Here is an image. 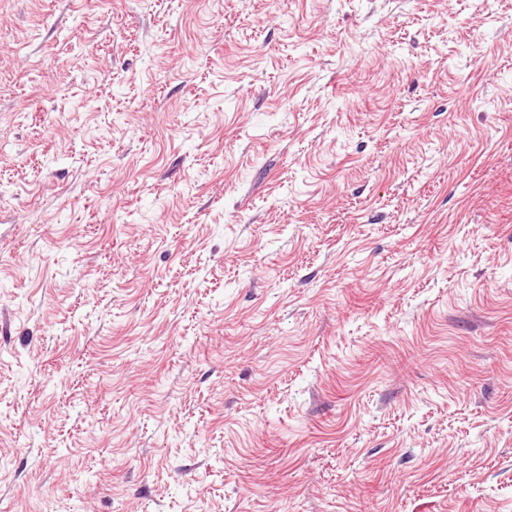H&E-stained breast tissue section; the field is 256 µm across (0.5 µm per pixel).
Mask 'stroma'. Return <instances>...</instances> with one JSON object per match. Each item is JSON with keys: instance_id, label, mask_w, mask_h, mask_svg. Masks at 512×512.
<instances>
[{"instance_id": "stroma-1", "label": "stroma", "mask_w": 512, "mask_h": 512, "mask_svg": "<svg viewBox=\"0 0 512 512\" xmlns=\"http://www.w3.org/2000/svg\"><path fill=\"white\" fill-rule=\"evenodd\" d=\"M0 512H512V0H0Z\"/></svg>"}]
</instances>
